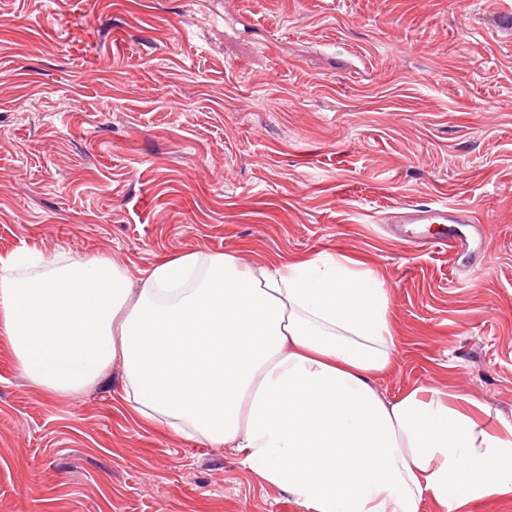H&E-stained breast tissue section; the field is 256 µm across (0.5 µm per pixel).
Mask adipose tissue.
I'll use <instances>...</instances> for the list:
<instances>
[{"label":"adipose tissue","mask_w":512,"mask_h":512,"mask_svg":"<svg viewBox=\"0 0 512 512\" xmlns=\"http://www.w3.org/2000/svg\"><path fill=\"white\" fill-rule=\"evenodd\" d=\"M398 337L379 276L343 254L244 265L171 256L131 283L105 258L0 256V344L42 391L68 395L120 363L148 423L237 449L306 512H444L512 496V423L466 396L377 376Z\"/></svg>","instance_id":"1"}]
</instances>
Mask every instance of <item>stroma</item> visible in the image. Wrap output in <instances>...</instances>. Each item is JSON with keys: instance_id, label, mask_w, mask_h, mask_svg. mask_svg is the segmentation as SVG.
<instances>
[{"instance_id": "1", "label": "stroma", "mask_w": 512, "mask_h": 512, "mask_svg": "<svg viewBox=\"0 0 512 512\" xmlns=\"http://www.w3.org/2000/svg\"><path fill=\"white\" fill-rule=\"evenodd\" d=\"M401 201L470 205L488 269L380 232ZM33 248L345 254L389 290L380 392L512 422V0H0V255ZM124 384L50 396L0 345V512H304Z\"/></svg>"}]
</instances>
